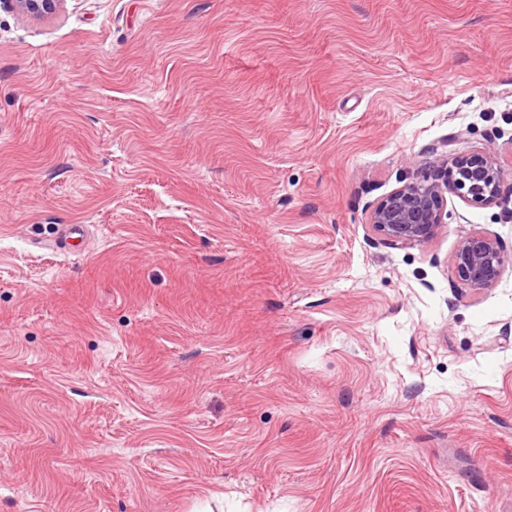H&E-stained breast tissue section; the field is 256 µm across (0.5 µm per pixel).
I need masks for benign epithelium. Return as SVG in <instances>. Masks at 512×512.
Segmentation results:
<instances>
[{"mask_svg": "<svg viewBox=\"0 0 512 512\" xmlns=\"http://www.w3.org/2000/svg\"><path fill=\"white\" fill-rule=\"evenodd\" d=\"M32 16L53 14L63 0H0ZM503 172L489 153H447L416 177L384 195L371 209L368 224L395 246L421 245L432 240L444 223L446 195L491 206L501 199ZM456 276L475 290L493 286L505 269V251L488 234L463 238L454 255Z\"/></svg>", "mask_w": 512, "mask_h": 512, "instance_id": "obj_1", "label": "benign epithelium"}]
</instances>
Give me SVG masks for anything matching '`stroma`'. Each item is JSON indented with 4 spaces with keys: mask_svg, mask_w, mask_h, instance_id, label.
<instances>
[{
    "mask_svg": "<svg viewBox=\"0 0 512 512\" xmlns=\"http://www.w3.org/2000/svg\"><path fill=\"white\" fill-rule=\"evenodd\" d=\"M0 512H512V0L1 6ZM63 0H1L0 4H10L22 13L32 16L53 14ZM503 172L490 153L442 155L427 169L384 195L371 209L368 224L395 246L421 245L444 224L446 195L491 206L501 199ZM85 233V225L83 224H60L55 235L46 242V248L70 251L82 241ZM456 276L475 290L490 288L505 269V251L495 236L472 234L463 238L454 255Z\"/></svg>",
    "mask_w": 512,
    "mask_h": 512,
    "instance_id": "1",
    "label": "stroma"
}]
</instances>
